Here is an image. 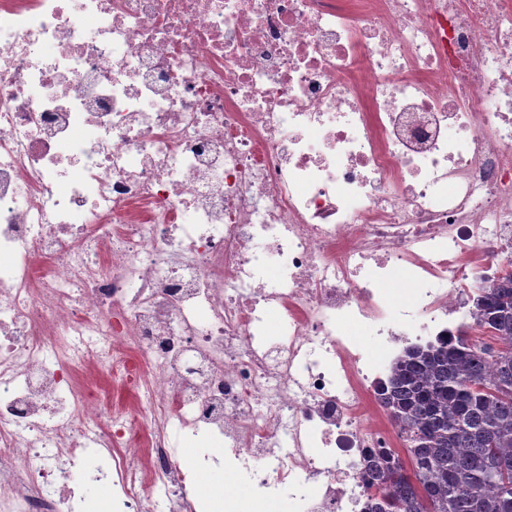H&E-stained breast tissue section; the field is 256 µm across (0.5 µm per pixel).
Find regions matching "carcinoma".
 <instances>
[{
	"instance_id": "1",
	"label": "carcinoma",
	"mask_w": 512,
	"mask_h": 512,
	"mask_svg": "<svg viewBox=\"0 0 512 512\" xmlns=\"http://www.w3.org/2000/svg\"><path fill=\"white\" fill-rule=\"evenodd\" d=\"M470 317L455 341L406 349L376 388L408 446L371 454L366 512H512V271Z\"/></svg>"
}]
</instances>
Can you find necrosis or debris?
Segmentation results:
<instances>
[{"label":"necrosis or debris","mask_w":512,"mask_h":512,"mask_svg":"<svg viewBox=\"0 0 512 512\" xmlns=\"http://www.w3.org/2000/svg\"><path fill=\"white\" fill-rule=\"evenodd\" d=\"M511 250L512 0H0V512H359ZM224 476L225 480H230L236 483L239 482V479L232 474L226 472L224 475V467L211 468L200 473L195 486L196 494L204 498H209L212 493L218 489L216 488V481L220 478H224Z\"/></svg>","instance_id":"obj_1"}]
</instances>
